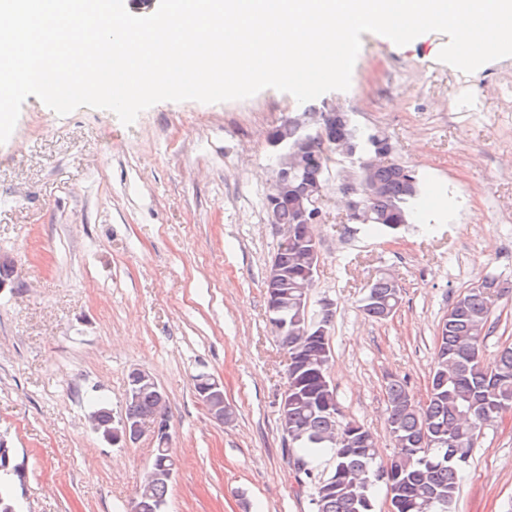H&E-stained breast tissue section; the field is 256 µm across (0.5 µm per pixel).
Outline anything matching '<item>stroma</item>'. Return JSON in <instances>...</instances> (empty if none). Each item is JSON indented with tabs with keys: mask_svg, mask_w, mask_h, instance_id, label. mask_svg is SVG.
<instances>
[{
	"mask_svg": "<svg viewBox=\"0 0 512 512\" xmlns=\"http://www.w3.org/2000/svg\"><path fill=\"white\" fill-rule=\"evenodd\" d=\"M361 39L349 90L309 105L388 135L434 199L430 226L361 231L333 175L315 227L313 299L335 312L328 374L343 416L374 434L385 461L388 380L425 400L439 322L486 275L507 291L483 356L512 347V57L465 74L438 58L447 35ZM303 107L268 88L163 101L126 126L107 110L61 117L24 101L0 144V256L14 265L0 291V439L25 470L22 512H127L155 442L108 444L89 400L121 417L137 368L167 396L178 463L167 512H314L286 453L288 356L263 288L284 234L263 208L276 182L267 135ZM384 275L402 302L376 322L361 300ZM199 374L223 383L228 420L198 398ZM454 512H512V412L471 449Z\"/></svg>",
	"mask_w": 512,
	"mask_h": 512,
	"instance_id": "stroma-1",
	"label": "stroma"
}]
</instances>
